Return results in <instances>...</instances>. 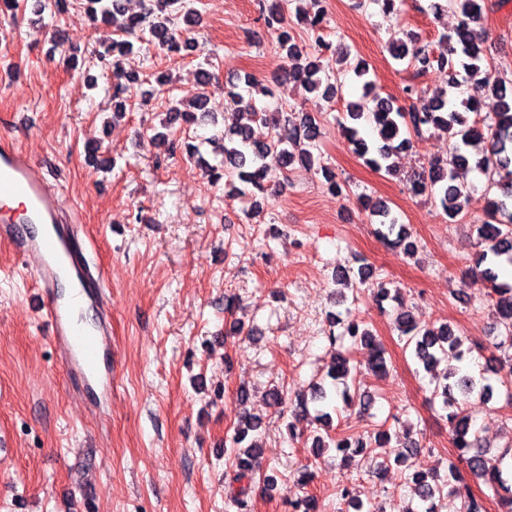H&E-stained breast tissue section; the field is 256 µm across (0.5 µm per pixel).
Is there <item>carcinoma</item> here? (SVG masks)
I'll return each instance as SVG.
<instances>
[{
  "instance_id": "carcinoma-1",
  "label": "carcinoma",
  "mask_w": 512,
  "mask_h": 512,
  "mask_svg": "<svg viewBox=\"0 0 512 512\" xmlns=\"http://www.w3.org/2000/svg\"><path fill=\"white\" fill-rule=\"evenodd\" d=\"M292 0H278L277 4L266 10L259 7L258 20L275 37L279 48L285 51L286 65L279 79L288 80L303 86L308 92L323 89L328 98L336 86L323 84L320 76V54L330 49V44L319 38L322 14L311 13L298 5L295 13H290L288 5ZM493 7L492 0H433L432 8L438 14L448 8L461 16L460 24L449 37L453 45L448 52L430 56L418 51L408 55V48L402 42L391 45L392 58L410 65L417 63L425 69L432 65L448 72L450 79L459 73L465 81L474 82L486 97L492 100L493 110L481 114V103L466 99L460 102V108L448 107L447 93L440 89L432 96L408 86L404 89L407 97H417L418 105L406 109L398 105L392 97L370 96V83H363V95L357 101L346 106V112L339 116V126L356 154L378 171L391 173L394 165L389 160L399 150L410 146L409 134L421 136L430 129L441 130L453 140L452 149L445 160H436L428 170L410 180V190L416 195L427 196L439 202L448 219L456 220L465 210L470 199V188L456 181V170L474 165L486 179L485 192L488 198V220L476 225L479 239L488 245V249L475 255V274L483 287L488 289L492 301L493 315L499 327L500 341L492 344L496 350H512V282L500 279L499 265L502 262L512 264V78L500 73L494 74L482 61L483 49L470 38L469 24ZM86 9L91 16L105 25L112 26V37L100 43L97 57L106 68L112 69L114 79L112 98L115 99L113 114L126 112L124 97L129 86L122 82L125 78L120 66V57L134 49V42L154 44L171 53L192 50L194 40L177 35V20L187 24L196 21L197 10L193 0H146L138 13L126 15L120 0H86ZM305 23L316 35L317 50L311 55L296 43L292 34L291 18ZM264 96L269 90L259 84L252 76L244 78L243 85L231 84L229 94L238 106L240 120L224 135L228 143L224 144V160L218 165H206L210 180L217 182L227 173L236 174L239 181L250 190H238V193H266L270 186L269 175L277 169H286L294 163L311 171L319 156L318 137L320 127L316 118L308 113L260 112L256 107V94ZM207 94L203 93L184 109L173 105L169 109V120L180 118L186 121L201 122L210 115L207 109ZM483 118H478V115ZM364 119L374 125L379 142L368 143L354 122ZM261 122L272 126L274 136L267 141H258L253 136V124ZM479 145L477 157H472L469 148ZM370 216L379 218L376 228L378 238L385 244L400 248L412 256L417 245L411 240L406 225L398 223L387 204L381 201L365 204ZM368 268L364 265L357 269L344 268L334 275V282L352 291L366 283ZM335 324L341 326L340 335L348 337L352 344H361L369 348L368 369L377 376L387 371L385 351L373 333L361 325L351 312L345 310V317H338ZM396 330L399 332L403 347L409 350L416 362L426 372H433L441 360L454 354L464 358L462 346L464 340L449 324L439 326H421L408 312L402 311L396 317ZM351 357L348 353L336 354L333 366L325 377L334 386L342 390L330 392L319 382L312 386L311 394L299 392L295 395L290 416L285 419L289 436L296 435L297 423L308 415L309 402H318L324 407L333 404V395L340 396L343 408L359 405L361 411L368 412L375 403L372 394L350 389L348 380L354 378ZM486 370L498 376V381L506 389L512 388V354L506 357L490 354L486 359ZM488 399L493 387L485 374L475 376L466 370L452 369L443 374L432 391L433 398H442L448 410V427L451 443L456 450V459L448 460V475L441 477L437 472L427 473L413 469L407 474L417 497L415 507L404 512H438L437 501L444 491H450L459 501V512H485L481 498L477 497L470 484L464 481L460 468L464 467L471 476L482 481L493 495L499 497L502 506L512 510V484L504 478L503 463L506 457L512 458V448L494 454L480 447V436L474 430L471 417L465 410V404L473 394ZM261 422L258 418L244 414L239 417L232 447L226 450L227 461L233 471V481L238 487L230 492V505L238 512H250L249 494L256 474V460L264 452L257 441L242 446L251 434H260ZM391 437L385 432L376 434L370 440L359 433L355 436L316 435L312 447L325 448L334 444L337 451L343 453V459L349 460L359 455H375L387 463L391 460L406 463L416 458L422 451L421 444L414 438L399 441L396 449H390ZM288 504L292 512H316V499L304 493L289 492Z\"/></svg>"
}]
</instances>
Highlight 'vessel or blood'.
Instances as JSON below:
<instances>
[{
	"label": "vessel or blood",
	"instance_id": "vessel-or-blood-1",
	"mask_svg": "<svg viewBox=\"0 0 512 512\" xmlns=\"http://www.w3.org/2000/svg\"><path fill=\"white\" fill-rule=\"evenodd\" d=\"M19 197L20 209L0 219V241L9 243L19 266L32 275L29 301L47 323L49 334L63 353L69 372L96 387L102 398L112 397V338L105 322L78 327L73 305L57 297L62 280H69L83 304L105 309L106 276L87 256L75 232L60 233L58 224L76 223L64 216L59 195L36 163L9 138L0 140V199Z\"/></svg>",
	"mask_w": 512,
	"mask_h": 512
}]
</instances>
